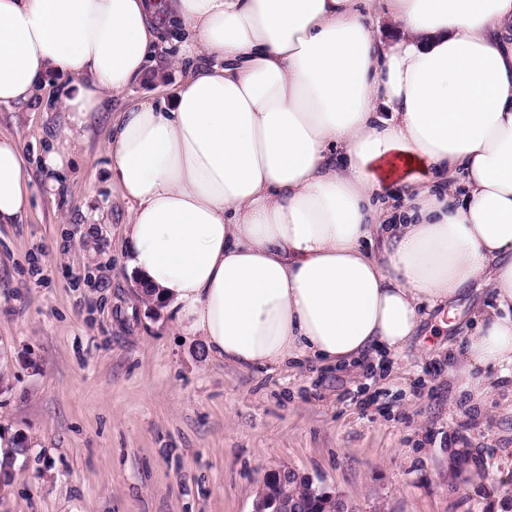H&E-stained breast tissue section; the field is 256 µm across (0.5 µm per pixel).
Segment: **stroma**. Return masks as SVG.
Returning <instances> with one entry per match:
<instances>
[{
    "label": "stroma",
    "mask_w": 512,
    "mask_h": 512,
    "mask_svg": "<svg viewBox=\"0 0 512 512\" xmlns=\"http://www.w3.org/2000/svg\"><path fill=\"white\" fill-rule=\"evenodd\" d=\"M140 79L91 116L72 168L46 193L35 159L67 124L47 98L0 105V135L27 158L31 205L0 224V442L27 441L0 512H251L266 470L286 466L356 512H512V379L487 371L457 393L485 282L440 327L432 311L396 357L359 367L244 372L136 292L123 263L132 205L106 143L118 113L183 77Z\"/></svg>",
    "instance_id": "obj_1"
}]
</instances>
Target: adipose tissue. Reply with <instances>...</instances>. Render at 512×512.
I'll return each instance as SVG.
<instances>
[{
  "label": "adipose tissue",
  "mask_w": 512,
  "mask_h": 512,
  "mask_svg": "<svg viewBox=\"0 0 512 512\" xmlns=\"http://www.w3.org/2000/svg\"><path fill=\"white\" fill-rule=\"evenodd\" d=\"M164 34L212 63L122 113L107 151L125 263L209 357L397 353L484 279L459 387L476 403L477 369L512 378V0H0V104L77 79L47 191ZM24 163L0 136V224L28 210Z\"/></svg>",
  "instance_id": "ef3b65f1"
}]
</instances>
